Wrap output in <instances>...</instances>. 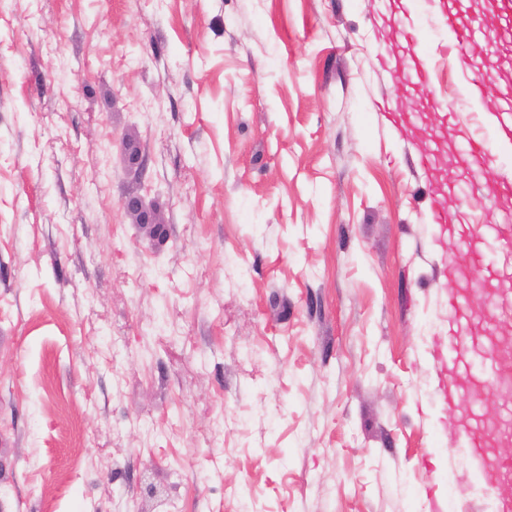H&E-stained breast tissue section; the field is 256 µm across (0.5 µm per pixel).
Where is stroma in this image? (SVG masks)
<instances>
[{"instance_id":"stroma-1","label":"stroma","mask_w":512,"mask_h":512,"mask_svg":"<svg viewBox=\"0 0 512 512\" xmlns=\"http://www.w3.org/2000/svg\"><path fill=\"white\" fill-rule=\"evenodd\" d=\"M478 3L452 54L442 0H0V512H497L448 417L499 389L436 358L449 292L512 324V251L430 222L512 223V156L464 158V75L512 106Z\"/></svg>"}]
</instances>
